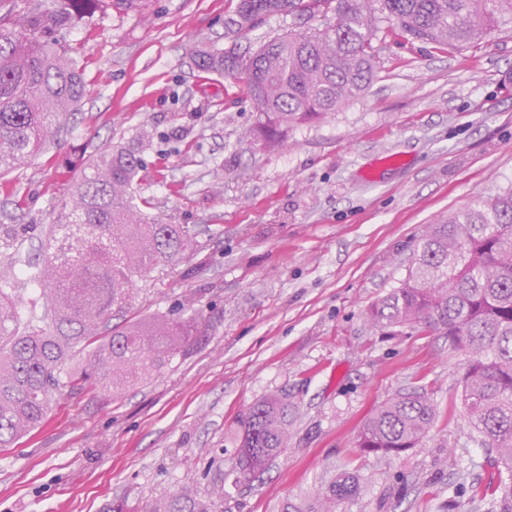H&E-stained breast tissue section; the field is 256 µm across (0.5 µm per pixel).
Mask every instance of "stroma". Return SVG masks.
Instances as JSON below:
<instances>
[{"mask_svg":"<svg viewBox=\"0 0 512 512\" xmlns=\"http://www.w3.org/2000/svg\"><path fill=\"white\" fill-rule=\"evenodd\" d=\"M237 0H141L63 34L86 94L54 143L0 176V233L16 229L0 277L39 289L31 259L83 160L138 150V199L187 227L196 252L133 284L131 324L194 318L184 350L121 397L68 391L44 425L0 449V512H142L182 489L224 482V512H281L347 472L359 491L337 512H488L465 490L496 476L464 416L461 352L425 329L380 332L368 308L406 278L426 224L512 183V19L484 40L442 47L380 23L365 93L277 146L250 133L254 103L232 77L198 71L200 46L244 52L291 29L244 35ZM426 393L436 416L401 456L358 448L387 398ZM287 392L288 446L237 484L238 417Z\"/></svg>","mask_w":512,"mask_h":512,"instance_id":"1","label":"stroma"}]
</instances>
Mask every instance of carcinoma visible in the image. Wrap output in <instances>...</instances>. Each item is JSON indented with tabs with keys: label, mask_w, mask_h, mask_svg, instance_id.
Masks as SVG:
<instances>
[{
	"label": "carcinoma",
	"mask_w": 512,
	"mask_h": 512,
	"mask_svg": "<svg viewBox=\"0 0 512 512\" xmlns=\"http://www.w3.org/2000/svg\"><path fill=\"white\" fill-rule=\"evenodd\" d=\"M106 0L37 3L24 17L0 18V175L26 163L53 138L85 95L62 32ZM302 16L319 25L288 31L251 52L198 49V70L241 75L257 108L254 135L276 144L289 129L322 120L358 98L375 70L372 39L386 17L412 38L445 46L484 39L512 0H238L227 33L245 34L264 19ZM142 160L114 146L81 165L49 228L38 258L39 296L24 318L19 289L0 282V448L38 429L62 389L106 388L119 396L170 362L172 338L190 335L191 321L148 334L112 323L130 305L131 286L160 264L176 265L194 250L181 224H166L134 202ZM377 329L434 330L467 356L461 404L472 431L502 468L471 498L490 512H512V185L475 198L425 227L407 277L372 305ZM84 355L72 366L76 355ZM294 402L276 392L240 418L237 479L263 471L285 449ZM436 415L419 393L398 394L366 420L358 437L365 453L399 456L418 447ZM358 480L339 475L325 490L288 500L281 512H336L354 497ZM224 486L208 496L173 493L147 512H223Z\"/></svg>",
	"instance_id": "1"
}]
</instances>
